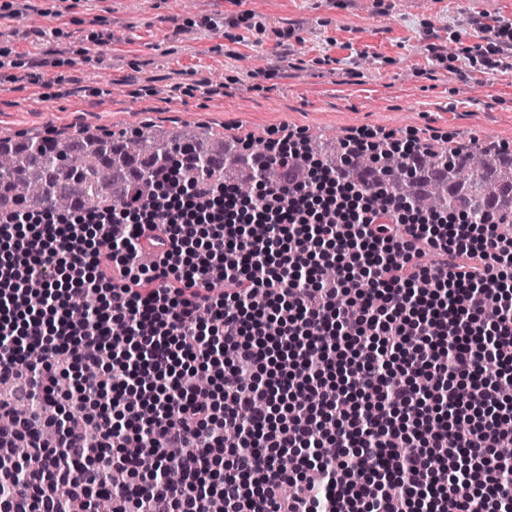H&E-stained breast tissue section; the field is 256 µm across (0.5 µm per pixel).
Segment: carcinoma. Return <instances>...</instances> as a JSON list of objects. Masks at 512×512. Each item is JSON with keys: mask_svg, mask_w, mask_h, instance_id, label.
Returning a JSON list of instances; mask_svg holds the SVG:
<instances>
[{"mask_svg": "<svg viewBox=\"0 0 512 512\" xmlns=\"http://www.w3.org/2000/svg\"><path fill=\"white\" fill-rule=\"evenodd\" d=\"M234 141L220 132L190 127L165 131L152 124L118 134L80 127L51 138L1 136L0 213L131 206L154 168L173 167L184 157L191 160L185 169L189 177L220 181L227 170L245 197L254 196L258 180L277 182L276 164L260 170L236 166L233 155L224 153ZM304 145L338 173L352 167L380 173L391 193L419 210L462 208L476 214L491 209L501 223L512 224V154L430 144L408 161L381 141L373 152L351 160L341 140L333 144L310 136Z\"/></svg>", "mask_w": 512, "mask_h": 512, "instance_id": "obj_1", "label": "carcinoma"}]
</instances>
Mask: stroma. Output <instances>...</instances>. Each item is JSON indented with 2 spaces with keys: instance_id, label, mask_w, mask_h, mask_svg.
Instances as JSON below:
<instances>
[{
  "instance_id": "35a3bbf8",
  "label": "stroma",
  "mask_w": 512,
  "mask_h": 512,
  "mask_svg": "<svg viewBox=\"0 0 512 512\" xmlns=\"http://www.w3.org/2000/svg\"><path fill=\"white\" fill-rule=\"evenodd\" d=\"M512 0H0V135L147 123L512 150Z\"/></svg>"
}]
</instances>
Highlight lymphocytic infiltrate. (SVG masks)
Masks as SVG:
<instances>
[{
  "label": "lymphocytic infiltrate",
  "mask_w": 512,
  "mask_h": 512,
  "mask_svg": "<svg viewBox=\"0 0 512 512\" xmlns=\"http://www.w3.org/2000/svg\"><path fill=\"white\" fill-rule=\"evenodd\" d=\"M241 151L287 178L247 200L169 169L131 208L0 215V512H97L100 491L113 512H209L216 497L224 512H444L450 498L512 512L498 453L512 447L498 384L512 374V235L497 215L416 210L289 134ZM154 230L165 249L144 267ZM196 368L216 384L205 402ZM229 429L245 449L225 447Z\"/></svg>",
  "instance_id": "obj_1"
}]
</instances>
